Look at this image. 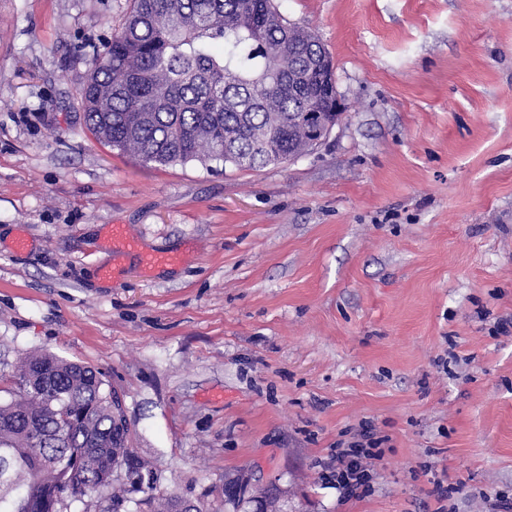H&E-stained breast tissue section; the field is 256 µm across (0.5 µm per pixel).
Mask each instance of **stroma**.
Returning <instances> with one entry per match:
<instances>
[{
    "mask_svg": "<svg viewBox=\"0 0 512 512\" xmlns=\"http://www.w3.org/2000/svg\"><path fill=\"white\" fill-rule=\"evenodd\" d=\"M278 3L345 111L248 169L86 129L85 54L129 0H0V375L42 350L98 369L161 493L212 512L271 485L280 512L512 504V0ZM366 421L385 455L346 497L324 472Z\"/></svg>",
    "mask_w": 512,
    "mask_h": 512,
    "instance_id": "1",
    "label": "stroma"
}]
</instances>
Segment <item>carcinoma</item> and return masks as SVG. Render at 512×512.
I'll return each mask as SVG.
<instances>
[{
  "label": "carcinoma",
  "mask_w": 512,
  "mask_h": 512,
  "mask_svg": "<svg viewBox=\"0 0 512 512\" xmlns=\"http://www.w3.org/2000/svg\"><path fill=\"white\" fill-rule=\"evenodd\" d=\"M324 45L275 0H131L93 52L80 92L87 129L145 164L285 165L304 152L293 118L336 110V85L309 61ZM0 399V512H204L158 494L112 389L94 368L27 355Z\"/></svg>",
  "instance_id": "cac0c4a2"
}]
</instances>
